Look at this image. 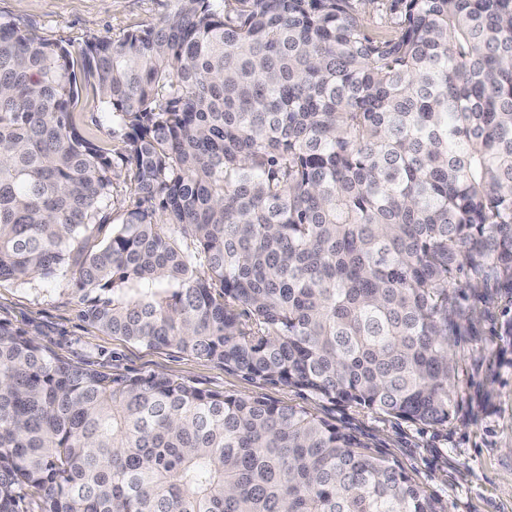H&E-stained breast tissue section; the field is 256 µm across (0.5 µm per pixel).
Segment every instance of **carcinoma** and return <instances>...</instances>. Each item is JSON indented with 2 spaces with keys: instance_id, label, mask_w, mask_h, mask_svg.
<instances>
[{
  "instance_id": "carcinoma-1",
  "label": "carcinoma",
  "mask_w": 512,
  "mask_h": 512,
  "mask_svg": "<svg viewBox=\"0 0 512 512\" xmlns=\"http://www.w3.org/2000/svg\"><path fill=\"white\" fill-rule=\"evenodd\" d=\"M172 0L60 43L0 23V279L66 264L91 324L252 380L442 425L449 354L512 290V0ZM121 133L135 208L99 241ZM439 512L396 464L302 407L114 377L0 324V512ZM356 6L364 22L372 30H378L390 25L394 19V14L390 10V1H357ZM76 112L80 126L89 137L109 149L119 147V136L112 134V122L104 114L100 100L91 87L81 84Z\"/></svg>"
}]
</instances>
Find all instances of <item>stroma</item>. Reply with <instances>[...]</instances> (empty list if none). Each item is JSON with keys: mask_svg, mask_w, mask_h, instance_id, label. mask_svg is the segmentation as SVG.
<instances>
[{"mask_svg": "<svg viewBox=\"0 0 512 512\" xmlns=\"http://www.w3.org/2000/svg\"><path fill=\"white\" fill-rule=\"evenodd\" d=\"M171 0H0V22L78 51L88 41L120 39L167 14ZM83 131L107 148L120 139L91 87L76 109ZM91 291L69 267L28 283L0 280V323L33 338L51 355L111 373L165 374L189 386L303 407L364 440L403 469L440 512H512V291L465 289L478 314L451 350L458 402L445 425L424 426L380 411L341 406L295 388L250 380L218 361L177 348H148L99 330L82 315Z\"/></svg>", "mask_w": 512, "mask_h": 512, "instance_id": "obj_1", "label": "stroma"}]
</instances>
